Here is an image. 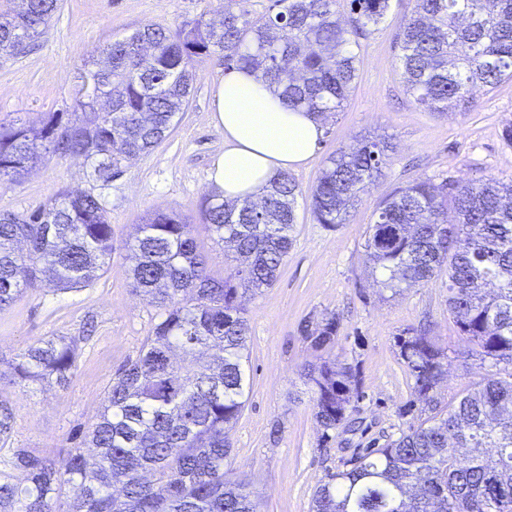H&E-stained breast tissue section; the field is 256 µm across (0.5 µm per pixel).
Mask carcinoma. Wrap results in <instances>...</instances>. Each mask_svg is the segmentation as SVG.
Returning a JSON list of instances; mask_svg holds the SVG:
<instances>
[{
    "label": "carcinoma",
    "mask_w": 512,
    "mask_h": 512,
    "mask_svg": "<svg viewBox=\"0 0 512 512\" xmlns=\"http://www.w3.org/2000/svg\"><path fill=\"white\" fill-rule=\"evenodd\" d=\"M0 8V54L18 55L41 36L58 0ZM274 0L253 15L224 0L219 17L175 29L147 24L104 49L81 74L75 106L85 122L50 114L37 128L0 123V183L23 178L45 155L84 160L108 182L122 163L157 147L188 105L197 65L214 55L227 69L261 74L283 103L324 119L341 112L358 76L351 35L378 25L388 0ZM406 91L430 112H468L476 93L512 79V0H415L400 23ZM391 143L363 137L328 155L308 201L329 230L345 224L360 192L381 175ZM287 172L261 197L207 200L205 223L230 262L210 274L179 214L157 210L137 225L128 249L133 287L162 313L138 357L112 378L103 410L85 432L86 455L62 459L18 450L0 475V512H257L252 492L229 476V432L244 406L242 361L249 323L239 288L271 287L293 244L297 197ZM366 256L379 287L397 295L448 274V312L482 358L512 365V180L418 179L378 210ZM112 255V224L90 191H64L25 214L0 213V309L30 288L86 287ZM336 317L303 329L311 346L334 345ZM415 392L434 415L318 486L311 512H512V373L490 375L437 411L448 355L413 329L397 338ZM77 342L40 339L18 355L14 379L69 385ZM314 416L330 432L358 396L355 369L322 358L309 365ZM12 412L0 401V440ZM77 492L66 497V487Z\"/></svg>",
    "instance_id": "obj_1"
}]
</instances>
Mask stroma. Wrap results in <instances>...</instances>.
<instances>
[{
	"mask_svg": "<svg viewBox=\"0 0 512 512\" xmlns=\"http://www.w3.org/2000/svg\"><path fill=\"white\" fill-rule=\"evenodd\" d=\"M222 0H60L44 34L25 53L0 55V122L41 125L52 112L71 119L86 62L112 40L146 24L177 27L211 15ZM414 0H389L385 19L357 36L358 79L343 112L323 123L324 134L306 166L292 170L304 200L297 206L294 242L274 285L242 297L249 320L244 364L247 400L230 432L232 478L245 481L259 512H309L316 487L349 468L359 449L397 439L425 418V405L403 363L396 339L426 327L446 348L448 377L437 389L440 404L475 387L489 374L508 377L512 366L491 365L469 354L448 312V278L390 296L373 283L366 262L367 230L381 202L413 180L454 178L512 180V147L502 137L512 123V79L477 95L471 111L446 115L425 110L404 86L399 57L400 21ZM224 76L218 58L198 68L184 112L151 153L126 162L120 176L95 181L83 159L48 154L16 183L0 184V213H27L60 191L100 196L112 224V256L91 286L38 287L0 310V399L13 414V429L0 447V470L16 449L57 455L96 420L115 373L137 357L160 311L131 286L127 242L136 224L155 210L175 212L195 225L213 276L228 262L208 236L202 211L212 158L224 149V131L212 119L211 101ZM392 144L382 174L368 185L347 224L330 231L316 224L305 199L327 155L361 136ZM336 316L333 358L356 369L361 396L352 427L322 441L305 378L321 354L303 337ZM67 336L79 342L72 380L61 389L47 383H12L16 355L39 339ZM278 437H271L272 427Z\"/></svg>",
	"mask_w": 512,
	"mask_h": 512,
	"instance_id": "1",
	"label": "stroma"
}]
</instances>
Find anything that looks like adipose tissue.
<instances>
[{
	"mask_svg": "<svg viewBox=\"0 0 512 512\" xmlns=\"http://www.w3.org/2000/svg\"><path fill=\"white\" fill-rule=\"evenodd\" d=\"M213 120L224 149L207 172L209 188L227 199L257 198L277 172L311 159L322 135L318 120L285 107L260 74L234 69L214 94Z\"/></svg>",
	"mask_w": 512,
	"mask_h": 512,
	"instance_id": "obj_1",
	"label": "adipose tissue"
}]
</instances>
